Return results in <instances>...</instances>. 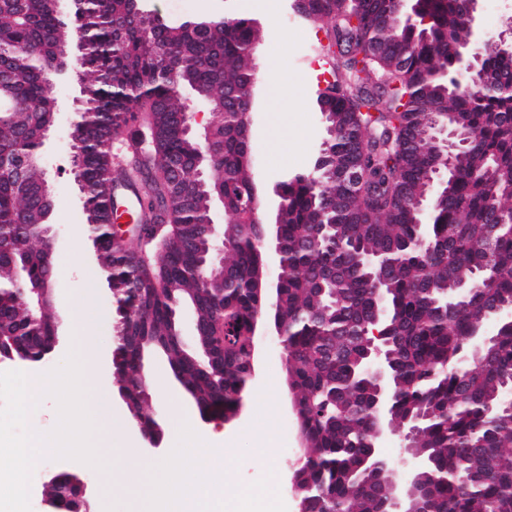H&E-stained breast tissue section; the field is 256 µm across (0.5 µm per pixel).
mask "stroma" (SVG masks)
Instances as JSON below:
<instances>
[{"mask_svg": "<svg viewBox=\"0 0 512 512\" xmlns=\"http://www.w3.org/2000/svg\"><path fill=\"white\" fill-rule=\"evenodd\" d=\"M150 5L170 20L232 12L259 23L264 36L258 48L257 112L251 128L254 169L268 184L289 174L311 170L325 137L320 112L302 92L304 59L315 32L297 21L283 20L289 0H150ZM45 158L54 185L53 221L59 224L63 238L54 259L57 266L67 271L66 278L58 283L55 308L69 329L87 328L96 338L97 356L90 380L105 384L110 399V408L98 417V424L126 437L133 447L144 448L143 435L112 375V297L86 235L67 130L54 131ZM145 368L152 380L161 382L164 392L163 401L153 402L149 408L164 431L162 449L153 454V462H161L175 446L171 422L181 416L192 422L209 445L210 456L223 457L229 485L252 484L271 468L284 474L294 468L299 428L294 414L283 405L286 373L282 348L276 338L264 339L260 372L245 390L240 415L226 424L203 420L174 380L162 355L148 358ZM61 466L87 479L97 512H142L144 496L126 490L101 489L95 469L81 462L51 459L38 466L37 474L42 477Z\"/></svg>", "mask_w": 512, "mask_h": 512, "instance_id": "35a3bbf8", "label": "stroma"}]
</instances>
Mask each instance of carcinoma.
<instances>
[{
  "label": "carcinoma",
  "instance_id": "obj_1",
  "mask_svg": "<svg viewBox=\"0 0 512 512\" xmlns=\"http://www.w3.org/2000/svg\"><path fill=\"white\" fill-rule=\"evenodd\" d=\"M66 20L53 0H0V331L40 357L55 318L28 324V284L57 285L42 231L52 224L43 194L45 132L59 107L62 45L88 36L80 59L74 164L85 188V225L112 289L117 341L113 376L132 416L147 429L154 396L143 386L144 357L161 351L200 415L225 419L250 381L254 317L265 307L257 276L264 263L253 218L250 129L237 114L257 78L263 31L238 15L168 20L140 0H80ZM303 24H318L332 80L313 105L334 117L328 163L283 184L278 321L287 333L289 390L306 454L296 467L302 512H381L389 464L367 458L374 382L364 373L365 335L386 329L384 353L394 394L392 419L416 424L423 512H512V318L498 321L483 359L468 361L469 339L512 305V197L493 175L512 173V55L480 50L489 84L448 88L455 41L467 35L464 0H420L408 22L398 0H292ZM187 89L224 118L187 131ZM462 122L470 143L448 189L433 198L427 242L416 201L445 167L428 138L435 120ZM208 147L205 186L194 158ZM136 196L133 223L146 233L145 257L110 234L121 217L116 173ZM224 225V267L203 281L215 204ZM367 255L384 259L373 269ZM387 321L373 325L377 293ZM191 309L187 344L179 315Z\"/></svg>",
  "mask_w": 512,
  "mask_h": 512
}]
</instances>
